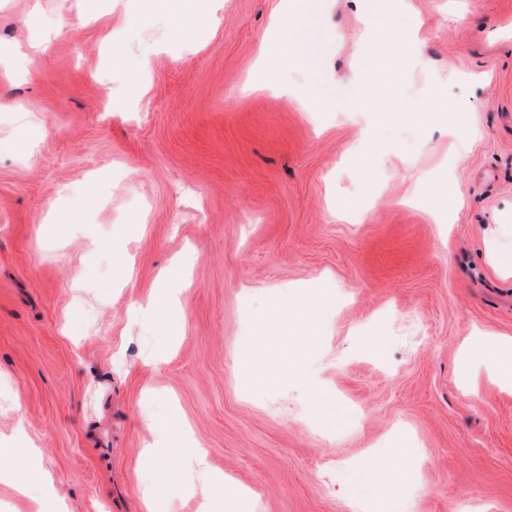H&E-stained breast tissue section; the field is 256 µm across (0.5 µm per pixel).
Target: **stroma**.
I'll use <instances>...</instances> for the list:
<instances>
[{
  "instance_id": "1",
  "label": "stroma",
  "mask_w": 512,
  "mask_h": 512,
  "mask_svg": "<svg viewBox=\"0 0 512 512\" xmlns=\"http://www.w3.org/2000/svg\"><path fill=\"white\" fill-rule=\"evenodd\" d=\"M359 5L246 94L279 0H0V448L28 486L0 512L46 477L68 512H198L192 440L246 492L224 512H351L401 430L423 457L390 512H512L505 366L461 352L512 339V0H402L366 43ZM158 284L177 305L134 315ZM310 288L314 337L276 310ZM293 350L242 387L237 360Z\"/></svg>"
}]
</instances>
